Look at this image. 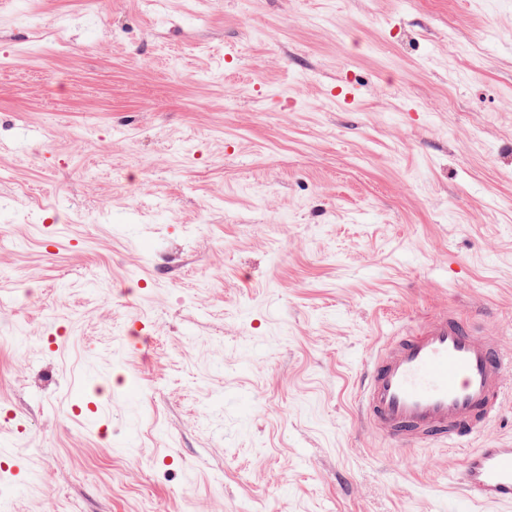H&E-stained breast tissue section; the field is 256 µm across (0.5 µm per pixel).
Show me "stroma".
<instances>
[{
  "label": "stroma",
  "mask_w": 512,
  "mask_h": 512,
  "mask_svg": "<svg viewBox=\"0 0 512 512\" xmlns=\"http://www.w3.org/2000/svg\"><path fill=\"white\" fill-rule=\"evenodd\" d=\"M447 306L512 348V0H0L7 512H448L355 404Z\"/></svg>",
  "instance_id": "stroma-1"
}]
</instances>
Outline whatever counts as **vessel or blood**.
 Returning <instances> with one entry per match:
<instances>
[{
  "mask_svg": "<svg viewBox=\"0 0 512 512\" xmlns=\"http://www.w3.org/2000/svg\"><path fill=\"white\" fill-rule=\"evenodd\" d=\"M510 364L496 335H477L473 320L439 310L384 338L360 382L359 417L403 447L434 440L456 447L499 416L512 396L503 377ZM451 481L464 512L512 505V447L465 449Z\"/></svg>",
  "mask_w": 512,
  "mask_h": 512,
  "instance_id": "vessel-or-blood-1",
  "label": "vessel or blood"
}]
</instances>
